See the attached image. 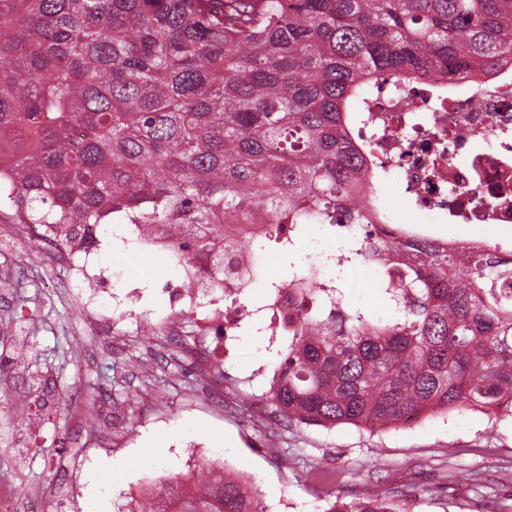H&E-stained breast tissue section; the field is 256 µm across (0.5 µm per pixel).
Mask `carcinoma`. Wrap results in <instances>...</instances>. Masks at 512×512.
I'll return each mask as SVG.
<instances>
[{"instance_id":"obj_1","label":"carcinoma","mask_w":512,"mask_h":512,"mask_svg":"<svg viewBox=\"0 0 512 512\" xmlns=\"http://www.w3.org/2000/svg\"><path fill=\"white\" fill-rule=\"evenodd\" d=\"M512 65V0H0V210L58 250L106 224L173 238L167 264L279 283L244 250L288 256V341L264 397L290 421L404 426L424 415L512 416V254L365 234L375 174L355 134L448 65ZM265 217L261 239L248 225ZM340 241L319 276L305 228ZM378 276L392 309L347 296ZM174 512H265L225 475ZM327 512H399L388 498Z\"/></svg>"}]
</instances>
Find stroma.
<instances>
[{
    "mask_svg": "<svg viewBox=\"0 0 512 512\" xmlns=\"http://www.w3.org/2000/svg\"><path fill=\"white\" fill-rule=\"evenodd\" d=\"M92 257L140 289L131 316L87 308L73 272L83 256L53 262L45 241L0 218V476L23 488L13 512H66L73 495L79 512L95 496L117 512L149 478L192 468L196 438L258 482L267 512H327L373 488L401 512H512V419L462 411L371 433L288 423L262 404L277 356L261 314L238 329L224 396L207 402L180 348L147 327L169 313L176 272L104 238ZM109 461L126 462L120 478H93Z\"/></svg>",
    "mask_w": 512,
    "mask_h": 512,
    "instance_id": "35a3bbf8",
    "label": "stroma"
}]
</instances>
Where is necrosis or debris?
I'll return each mask as SVG.
<instances>
[{"instance_id": "1", "label": "necrosis or debris", "mask_w": 512, "mask_h": 512, "mask_svg": "<svg viewBox=\"0 0 512 512\" xmlns=\"http://www.w3.org/2000/svg\"><path fill=\"white\" fill-rule=\"evenodd\" d=\"M429 99L420 111L404 115L402 127L381 139L374 156L397 158L394 174L414 207L428 223L409 226L392 219L384 204H376L375 231L390 242L406 232H433V218L449 224L478 225L492 235L512 229V68L469 80L448 73L428 82ZM242 290L232 281L200 288L184 282L168 292L170 308L189 310L199 334L224 319V308ZM235 337L223 330L209 349L189 358L213 391L224 389L221 371L213 366L233 348Z\"/></svg>"}]
</instances>
